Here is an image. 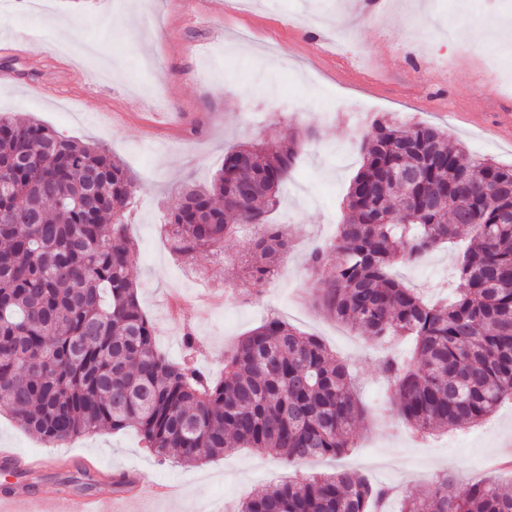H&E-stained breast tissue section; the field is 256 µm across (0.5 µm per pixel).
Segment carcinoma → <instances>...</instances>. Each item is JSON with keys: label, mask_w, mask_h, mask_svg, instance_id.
I'll use <instances>...</instances> for the list:
<instances>
[{"label": "carcinoma", "mask_w": 512, "mask_h": 512, "mask_svg": "<svg viewBox=\"0 0 512 512\" xmlns=\"http://www.w3.org/2000/svg\"><path fill=\"white\" fill-rule=\"evenodd\" d=\"M360 144L336 237L306 259L321 281V310L374 344L414 342L386 356L382 374L400 416L426 437L487 420L512 399V166L448 148L423 122L382 118ZM301 139L224 154L207 186H187L164 222L185 259L222 252L240 224L256 237L240 268L268 283L289 230L268 223ZM0 405L58 446L84 433L134 424L154 453L196 464L231 445L288 461L339 457L366 408L347 367L323 341L270 315L224 353L215 379L188 354L156 344L130 275L126 213L142 184L112 154L32 120L0 115ZM468 228L456 294L428 304L394 274ZM387 488L341 471L287 478L237 512H381ZM399 512H512L506 484L458 486L444 474L426 500Z\"/></svg>", "instance_id": "obj_1"}]
</instances>
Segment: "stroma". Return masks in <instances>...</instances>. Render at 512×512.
Returning a JSON list of instances; mask_svg holds the SVG:
<instances>
[{"label":"stroma","mask_w":512,"mask_h":512,"mask_svg":"<svg viewBox=\"0 0 512 512\" xmlns=\"http://www.w3.org/2000/svg\"><path fill=\"white\" fill-rule=\"evenodd\" d=\"M338 0H253L244 13L231 0H143L135 27L124 28L131 0H0V113L35 119L86 144L110 149L144 184L130 212L131 267L141 307L154 321L160 348L184 355L193 330L194 360L224 374V353L268 313L320 337L361 383L370 412L354 448L338 458L287 463L236 448L185 465L159 461L134 427L82 435L61 447L28 435L0 407V445L47 459L24 478L0 472V492L64 484L78 467L58 468L56 451L91 457L112 473L138 468L169 484L166 500L133 503L130 512H231L240 501L284 477L351 470L371 482L426 495L438 475L466 485L512 483V401L481 424L417 439L399 417L382 377L388 351L315 308L318 276L305 260L341 224L346 188L361 165L358 142L382 116L421 121L449 145L512 164V61L495 68L489 45H448L449 26L470 16L461 0H429L421 16L387 0L378 13L358 0L353 18L337 17ZM314 129L281 191L272 223L292 241L281 275L262 287L234 286L228 263L250 241L248 228L227 238L220 256L178 260L161 224L184 185H207L224 153ZM455 246L396 268L407 287L428 299L450 295Z\"/></svg>","instance_id":"1"}]
</instances>
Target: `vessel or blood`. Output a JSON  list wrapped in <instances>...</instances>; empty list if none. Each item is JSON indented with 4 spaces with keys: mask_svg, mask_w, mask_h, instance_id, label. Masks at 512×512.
<instances>
[{
    "mask_svg": "<svg viewBox=\"0 0 512 512\" xmlns=\"http://www.w3.org/2000/svg\"><path fill=\"white\" fill-rule=\"evenodd\" d=\"M43 464V458L24 457L15 449L0 447L2 470H36ZM124 481L128 486L127 491L111 495L106 502L94 493H65L57 485H46L35 492L19 486L0 494V512H29L34 502L38 503L40 512H57L58 502L63 498L69 503V512H126L129 490H136L141 496L148 494L154 497H163L169 492L168 485L164 483L144 484L141 473L132 469L125 470Z\"/></svg>",
    "mask_w": 512,
    "mask_h": 512,
    "instance_id": "obj_1",
    "label": "vessel or blood"
}]
</instances>
